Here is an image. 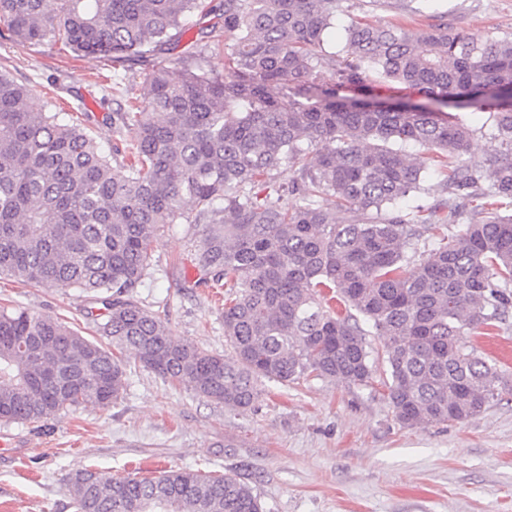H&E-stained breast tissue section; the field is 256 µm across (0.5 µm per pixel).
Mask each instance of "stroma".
I'll return each instance as SVG.
<instances>
[{"label":"stroma","mask_w":512,"mask_h":512,"mask_svg":"<svg viewBox=\"0 0 512 512\" xmlns=\"http://www.w3.org/2000/svg\"><path fill=\"white\" fill-rule=\"evenodd\" d=\"M444 12L449 26L483 41L512 33V0H391L373 9L353 0L351 17L376 25ZM187 33L157 56L174 69L224 71L223 27L192 16ZM203 37V58L187 47ZM0 68L33 91L34 107L81 114L88 135L108 156L134 137L112 123L114 112L142 92L144 65L113 67L46 41L21 47L0 36ZM201 225H165L133 296L165 321L175 338L230 356L224 341V290L198 284L190 255ZM62 318L90 334L87 294L0 278V304ZM87 468L114 477H151L193 469L246 477L267 512H512V391H503L463 423L406 427L381 386L321 379L269 392L245 412L175 386L137 361L115 404L70 410L39 423L0 424V512H76L66 480Z\"/></svg>","instance_id":"stroma-1"}]
</instances>
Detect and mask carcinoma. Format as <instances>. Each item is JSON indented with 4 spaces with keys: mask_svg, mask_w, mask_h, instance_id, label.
Listing matches in <instances>:
<instances>
[{
    "mask_svg": "<svg viewBox=\"0 0 512 512\" xmlns=\"http://www.w3.org/2000/svg\"><path fill=\"white\" fill-rule=\"evenodd\" d=\"M346 2L224 0V74L156 65L116 113L135 139L115 165L79 120L33 107L0 71V275L80 289L101 305L102 336L0 306L1 422L112 406L131 356L242 412L267 382H377L406 427L465 422L508 387L468 337L512 317V34L477 41L443 13L425 28L338 29ZM211 12L207 0H0L15 44L114 63ZM450 106L488 114L493 153L471 152L476 129ZM285 162L287 187L273 177ZM438 187L453 201L401 207ZM188 206L204 225L191 261L224 282L229 358L174 339L132 298L161 227ZM68 491L77 512H266L237 473L82 469Z\"/></svg>",
    "mask_w": 512,
    "mask_h": 512,
    "instance_id": "cac0c4a2",
    "label": "carcinoma"
}]
</instances>
